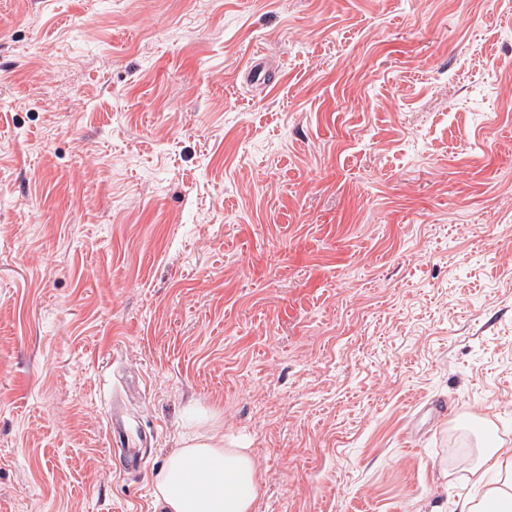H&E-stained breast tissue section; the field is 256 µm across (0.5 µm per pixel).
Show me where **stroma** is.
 Instances as JSON below:
<instances>
[{"mask_svg": "<svg viewBox=\"0 0 512 512\" xmlns=\"http://www.w3.org/2000/svg\"><path fill=\"white\" fill-rule=\"evenodd\" d=\"M200 411L254 512L475 495L512 445V0H0V512H154ZM129 433V425L112 401L107 414V442L111 450L113 447V458L118 459L120 465L128 472H134L141 467L142 453L139 448L129 447Z\"/></svg>", "mask_w": 512, "mask_h": 512, "instance_id": "35a3bbf8", "label": "stroma"}]
</instances>
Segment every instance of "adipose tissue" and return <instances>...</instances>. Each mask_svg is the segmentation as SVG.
Returning <instances> with one entry per match:
<instances>
[{
	"mask_svg": "<svg viewBox=\"0 0 512 512\" xmlns=\"http://www.w3.org/2000/svg\"><path fill=\"white\" fill-rule=\"evenodd\" d=\"M470 479L482 496L465 499L459 512H512V448L483 449ZM260 489L257 464L240 436L194 431L166 459L153 504L155 512H253Z\"/></svg>",
	"mask_w": 512,
	"mask_h": 512,
	"instance_id": "obj_1",
	"label": "adipose tissue"
}]
</instances>
